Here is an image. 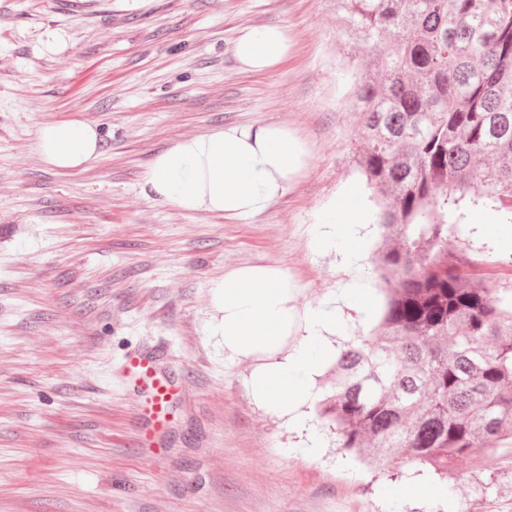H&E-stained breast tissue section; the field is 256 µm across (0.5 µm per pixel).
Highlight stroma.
Returning a JSON list of instances; mask_svg holds the SVG:
<instances>
[{
  "mask_svg": "<svg viewBox=\"0 0 512 512\" xmlns=\"http://www.w3.org/2000/svg\"><path fill=\"white\" fill-rule=\"evenodd\" d=\"M0 0V512H512V443L456 462L375 471L302 438L256 405L251 364L207 332L211 282L277 264L317 306L374 256L341 264L310 246L370 189L355 165L347 97L363 57L333 0ZM287 26L273 72L241 70L242 30ZM97 126L98 159L47 165L37 124ZM284 122L309 142L306 173L263 214L230 219L145 199L143 176L175 141L217 126ZM495 211L465 213L450 243L512 288ZM165 343L180 393L161 443L139 444L147 393L127 352Z\"/></svg>",
  "mask_w": 512,
  "mask_h": 512,
  "instance_id": "1",
  "label": "stroma"
}]
</instances>
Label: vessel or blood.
Returning <instances> with one entry per match:
<instances>
[{"label": "vessel or blood", "instance_id": "obj_1", "mask_svg": "<svg viewBox=\"0 0 512 512\" xmlns=\"http://www.w3.org/2000/svg\"><path fill=\"white\" fill-rule=\"evenodd\" d=\"M164 353V346L159 344L150 349L131 351L126 357L125 371L128 378L145 383L149 388L144 407L147 423L140 430V439L145 443L154 441L167 428L168 404L179 391L175 375L159 370Z\"/></svg>", "mask_w": 512, "mask_h": 512}]
</instances>
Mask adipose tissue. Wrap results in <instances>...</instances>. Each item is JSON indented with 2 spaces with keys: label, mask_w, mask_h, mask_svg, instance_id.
I'll use <instances>...</instances> for the list:
<instances>
[{
  "label": "adipose tissue",
  "mask_w": 512,
  "mask_h": 512,
  "mask_svg": "<svg viewBox=\"0 0 512 512\" xmlns=\"http://www.w3.org/2000/svg\"><path fill=\"white\" fill-rule=\"evenodd\" d=\"M292 48L287 27L272 25L245 29L234 43V55L241 68L268 72ZM99 142L96 126L80 119L41 123L34 134L42 160L63 170L94 162ZM310 161L308 142L288 124L220 126L157 153L144 174L143 193L188 212L255 216L280 198ZM367 221V212L359 208L350 224L316 225L314 246L345 259L362 257L365 239L357 227ZM296 289L293 276L276 264L232 269L210 286L215 314L208 333L223 337L230 358L255 360L247 381L254 402L304 434L316 449L320 443L308 409L317 396L318 376L345 339L336 312L347 301L339 294L332 310L300 308Z\"/></svg>",
  "instance_id": "obj_1"
}]
</instances>
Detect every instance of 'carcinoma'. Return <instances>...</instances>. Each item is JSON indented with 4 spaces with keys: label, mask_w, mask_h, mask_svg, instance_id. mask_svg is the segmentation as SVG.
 <instances>
[{
    "label": "carcinoma",
    "mask_w": 512,
    "mask_h": 512,
    "mask_svg": "<svg viewBox=\"0 0 512 512\" xmlns=\"http://www.w3.org/2000/svg\"><path fill=\"white\" fill-rule=\"evenodd\" d=\"M364 58L356 164L384 241L378 323L344 349L318 405L336 447L435 472L512 440V297L465 274L448 215L512 224V0H336Z\"/></svg>",
    "instance_id": "obj_1"
}]
</instances>
